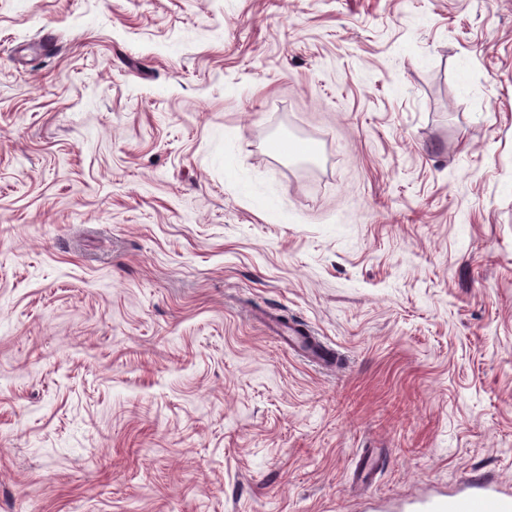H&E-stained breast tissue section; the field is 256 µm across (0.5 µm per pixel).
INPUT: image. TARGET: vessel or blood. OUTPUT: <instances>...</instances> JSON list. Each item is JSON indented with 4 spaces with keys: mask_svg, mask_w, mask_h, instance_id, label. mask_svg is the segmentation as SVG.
I'll return each mask as SVG.
<instances>
[{
    "mask_svg": "<svg viewBox=\"0 0 512 512\" xmlns=\"http://www.w3.org/2000/svg\"><path fill=\"white\" fill-rule=\"evenodd\" d=\"M271 325L288 347L300 350L310 362L323 364L324 344L311 331L276 319ZM419 512H512V494L502 491L495 481L477 476L448 496L425 500Z\"/></svg>",
    "mask_w": 512,
    "mask_h": 512,
    "instance_id": "vessel-or-blood-1",
    "label": "vessel or blood"
}]
</instances>
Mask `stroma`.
Masks as SVG:
<instances>
[{
	"mask_svg": "<svg viewBox=\"0 0 512 512\" xmlns=\"http://www.w3.org/2000/svg\"><path fill=\"white\" fill-rule=\"evenodd\" d=\"M478 475L512 490V0H0V512ZM224 174L227 179H229L244 195L256 198L267 200L270 196L268 191L257 185L252 181L250 176L246 171H244L236 162V159L232 152L225 148L224 156ZM268 321L275 329V333L288 347L300 350L310 362L319 366L326 365L322 357L324 346L323 342L314 336V333L301 327L300 325H285L275 317H268ZM302 329V332L301 330Z\"/></svg>",
	"mask_w": 512,
	"mask_h": 512,
	"instance_id": "stroma-1",
	"label": "stroma"
}]
</instances>
